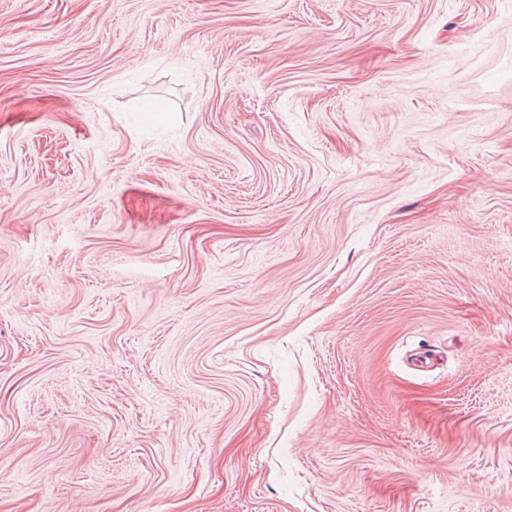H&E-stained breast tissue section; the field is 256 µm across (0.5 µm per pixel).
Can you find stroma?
<instances>
[{
  "label": "stroma",
  "instance_id": "35a3bbf8",
  "mask_svg": "<svg viewBox=\"0 0 512 512\" xmlns=\"http://www.w3.org/2000/svg\"><path fill=\"white\" fill-rule=\"evenodd\" d=\"M0 512H512V0H0Z\"/></svg>",
  "mask_w": 512,
  "mask_h": 512
}]
</instances>
